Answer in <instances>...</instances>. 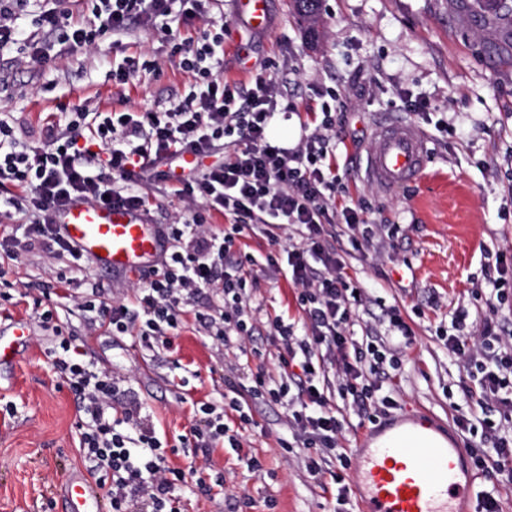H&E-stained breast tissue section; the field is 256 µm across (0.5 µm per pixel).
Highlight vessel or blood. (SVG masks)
<instances>
[{
  "mask_svg": "<svg viewBox=\"0 0 512 512\" xmlns=\"http://www.w3.org/2000/svg\"><path fill=\"white\" fill-rule=\"evenodd\" d=\"M239 13L263 28L269 0H237ZM424 132L394 116L374 124V146L365 179L394 192L418 180L426 167ZM74 246L103 268L129 274L154 265L161 244L153 225L120 207L74 204L58 217ZM474 473L464 441L448 438L428 418L384 428L358 449L352 487L359 512H473ZM58 496L66 512H106L98 485L86 478L63 484Z\"/></svg>",
  "mask_w": 512,
  "mask_h": 512,
  "instance_id": "obj_1",
  "label": "vessel or blood"
}]
</instances>
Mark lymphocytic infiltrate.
I'll use <instances>...</instances> for the list:
<instances>
[{
    "instance_id": "f902f5d3",
    "label": "lymphocytic infiltrate",
    "mask_w": 512,
    "mask_h": 512,
    "mask_svg": "<svg viewBox=\"0 0 512 512\" xmlns=\"http://www.w3.org/2000/svg\"><path fill=\"white\" fill-rule=\"evenodd\" d=\"M26 2L0 4V50L20 46L23 59L39 64L52 55L68 58L94 47L104 34H123L136 25L173 44L179 66L192 73L194 82L181 102L162 112L75 108L62 121L47 123L38 147L19 146L13 127L0 121V186L24 189L19 210L27 217L20 232L0 236V252L11 259L19 246L42 243L49 252L78 261L81 253L54 221L58 210L76 203L119 205L145 215L146 184L176 197L193 213L169 225L176 248L159 267L138 276L132 300L78 305L80 311L98 312L101 326L112 334L132 333L146 346L168 349L189 317L227 347L254 334L259 319L248 290L259 273L283 272L301 288L297 302L305 319L299 324L280 316L269 319L271 334L282 344L281 374H257L249 394L285 410L296 446L308 451V474L318 482L331 478L338 505H346L344 472L350 460L336 450L344 421L331 407L320 377L330 367L341 373L339 395L358 419L375 405L393 408L394 399L370 384L365 362H384L387 354L409 347L414 334L396 306L386 311V336L361 342L350 330L363 297L347 276L329 229L340 219L349 231L367 238L375 227L366 207L336 206L335 107L322 102L319 123L295 147L275 144L269 136L280 112L275 79L260 74L246 85L224 82L216 73L223 36L199 46L181 36V27L207 23L210 0H94L92 24L72 22L62 0H42L37 29L28 35L18 27L15 11ZM172 17L177 26L169 25ZM186 153L195 163L182 172L179 160ZM210 214L224 216L228 228L213 230L206 223ZM280 224L297 235L285 249V261L272 255L261 261L237 248L244 230ZM509 287L512 261L497 260L488 289L476 293L480 346L470 343L463 311L443 339L480 390L481 418L461 413L455 419L469 436L472 464L512 480V338L504 334L502 316ZM52 356L56 374L77 402L80 450L107 512H182L175 488L185 482V472L170 465L141 405L125 401L111 373L86 362L71 337H60ZM194 416L185 446L207 456L223 442L239 447L214 403L196 402ZM331 458L338 463L333 470L327 465Z\"/></svg>"
}]
</instances>
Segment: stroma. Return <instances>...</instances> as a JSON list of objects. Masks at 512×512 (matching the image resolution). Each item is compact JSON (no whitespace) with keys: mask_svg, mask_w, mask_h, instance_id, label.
I'll return each mask as SVG.
<instances>
[{"mask_svg":"<svg viewBox=\"0 0 512 512\" xmlns=\"http://www.w3.org/2000/svg\"><path fill=\"white\" fill-rule=\"evenodd\" d=\"M479 0H321L317 47H310L287 0H270L266 27L252 29L235 0H212L209 11L224 25V80L247 84L272 74L284 109L273 123L294 146L310 123V108L325 92L336 95V206L362 205L374 223L396 226L394 236L351 243L336 225V247L347 254V273L368 302L353 330L365 336L379 327L383 306H398L414 331L400 354L399 370L373 374L396 408L378 420L427 411L448 436L466 402L462 366L437 335L456 309H479L473 289L487 285L498 254L512 255V0L496 13L480 14ZM16 49L0 52V120L22 121L31 146L55 114L87 104L102 111H162L177 104L194 82L170 60L171 48L155 31L133 29L103 36L95 53L80 51L26 68ZM158 60L157 72L139 71L127 84L110 80L126 56ZM425 99L430 115L407 111L404 95ZM395 113L427 137L423 176L395 193L364 178L374 145L373 124ZM0 337L11 339L14 323L28 328L27 345L13 363L0 366V512H56L55 492L65 477L86 475L76 428L74 396L51 367L53 329L42 327L38 301L54 311L56 327L73 330L85 359L111 370L128 397L138 400L158 435L174 448L171 466L185 470L178 486L185 512H333L325 491L305 468L306 451L283 449L292 441L282 408L250 404L253 422L239 433L240 448L221 447L212 461L182 452L180 439L193 425L192 404L223 405L229 383L249 389L259 372L278 375L276 348L266 332L243 346L222 348L185 328L173 350L147 347L133 335L90 327L74 308L75 297L99 286L104 295L131 294L127 273L73 265L35 247L0 259ZM52 289L44 298L43 289ZM298 290L284 275L260 278L251 291L269 315L299 322ZM258 457L262 472L247 465ZM224 475V494L210 499L198 482Z\"/></svg>","mask_w":512,"mask_h":512,"instance_id":"35a3bbf8","label":"stroma"}]
</instances>
